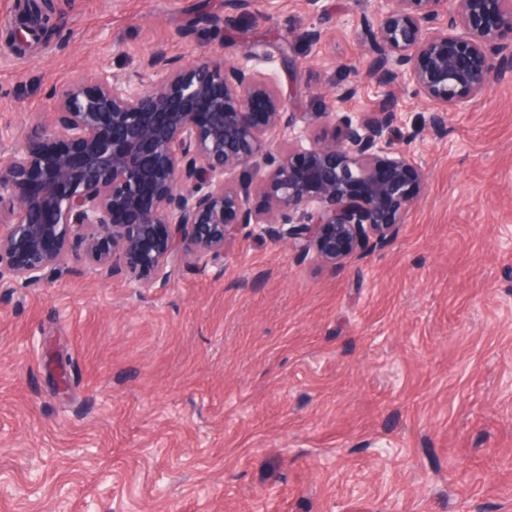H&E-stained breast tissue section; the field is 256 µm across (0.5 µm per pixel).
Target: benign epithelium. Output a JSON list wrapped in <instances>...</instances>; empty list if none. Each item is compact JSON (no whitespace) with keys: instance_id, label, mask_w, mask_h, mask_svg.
Here are the masks:
<instances>
[{"instance_id":"benign-epithelium-1","label":"benign epithelium","mask_w":512,"mask_h":512,"mask_svg":"<svg viewBox=\"0 0 512 512\" xmlns=\"http://www.w3.org/2000/svg\"><path fill=\"white\" fill-rule=\"evenodd\" d=\"M375 15L369 77L432 106L410 141L512 72L504 0H377ZM12 32L20 48L40 36L22 19ZM351 93L324 113L337 128L318 125L250 54L149 57L136 80L96 70L59 87L33 142L0 163V285L63 272L74 241L90 268L122 266L138 288L166 281L175 261L219 264L245 226L332 269L385 242L425 174L394 146V112L353 118ZM246 167L250 180L232 178ZM253 194L268 207L251 209Z\"/></svg>"}]
</instances>
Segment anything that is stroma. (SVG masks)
<instances>
[{
	"label": "stroma",
	"instance_id": "1",
	"mask_svg": "<svg viewBox=\"0 0 512 512\" xmlns=\"http://www.w3.org/2000/svg\"><path fill=\"white\" fill-rule=\"evenodd\" d=\"M0 0V160L56 86L244 51L295 111L390 104L355 81L374 0H48L18 50ZM321 31L318 40L311 31ZM406 148L396 236L330 269L244 227L222 270H69L0 288V512H512V74Z\"/></svg>",
	"mask_w": 512,
	"mask_h": 512
}]
</instances>
